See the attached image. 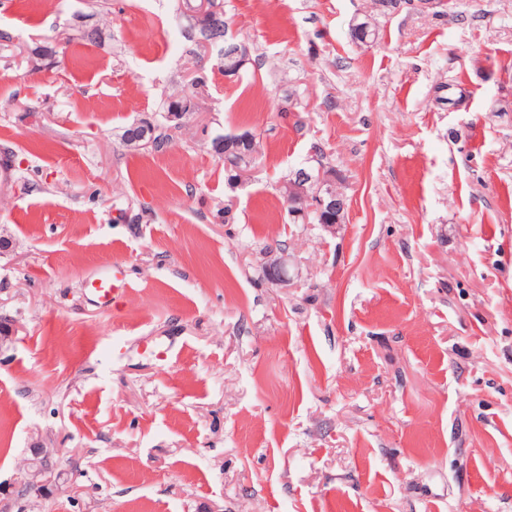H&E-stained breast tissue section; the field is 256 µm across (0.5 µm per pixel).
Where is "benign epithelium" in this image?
<instances>
[{"instance_id":"benign-epithelium-1","label":"benign epithelium","mask_w":512,"mask_h":512,"mask_svg":"<svg viewBox=\"0 0 512 512\" xmlns=\"http://www.w3.org/2000/svg\"><path fill=\"white\" fill-rule=\"evenodd\" d=\"M237 61L235 64L224 68V76L231 77L239 74L250 60V49L244 45L236 51ZM336 176L332 173L326 177H315L313 172L304 169L296 172L288 185V206L290 207V216L294 219L310 210H316L323 216H336V225L345 221L346 205L342 198L336 192ZM268 270L272 273L271 282L288 286V254L283 251L272 249L268 252ZM56 481L54 473L50 470H32L27 471L21 484L32 489L46 488Z\"/></svg>"}]
</instances>
